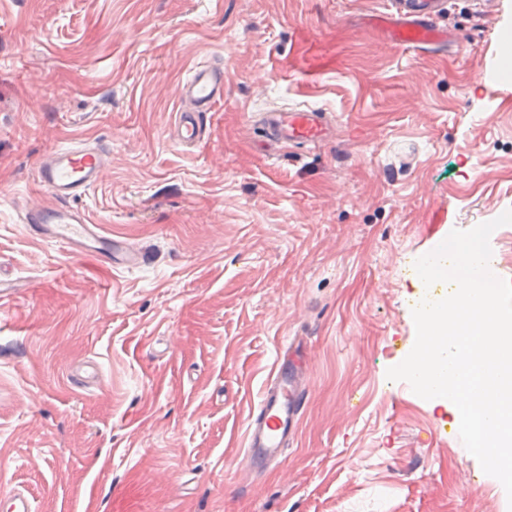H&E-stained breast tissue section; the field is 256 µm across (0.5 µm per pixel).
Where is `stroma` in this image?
<instances>
[{"instance_id": "35a3bbf8", "label": "stroma", "mask_w": 512, "mask_h": 512, "mask_svg": "<svg viewBox=\"0 0 512 512\" xmlns=\"http://www.w3.org/2000/svg\"><path fill=\"white\" fill-rule=\"evenodd\" d=\"M377 0H0V480L33 512H512L443 406L387 377L415 343V262L512 209V0H455L444 52L388 46ZM224 66L207 136L177 87ZM312 105L336 142L274 163L247 118ZM112 162L79 205L133 269L33 240L35 168L83 138ZM311 392L242 479L279 347ZM97 379L76 388L72 367Z\"/></svg>"}]
</instances>
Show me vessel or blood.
<instances>
[{"label": "vessel or blood", "mask_w": 512, "mask_h": 512, "mask_svg": "<svg viewBox=\"0 0 512 512\" xmlns=\"http://www.w3.org/2000/svg\"><path fill=\"white\" fill-rule=\"evenodd\" d=\"M448 0H383L372 18L388 43L408 49L443 48L450 40L444 23ZM180 111L174 136L184 146L201 142L208 112L224 99V69L200 64L181 84ZM258 148L268 155L283 149L308 148L331 141L336 121L306 105L263 113L249 123ZM110 156L100 144L86 140L50 150L41 157L36 179L53 199L49 206L25 208L23 220L36 239L53 242L74 254L91 255L111 268L131 269L141 254L126 240L103 234L77 201L100 183ZM301 345H282L261 398L250 411L245 450L239 469L249 476L278 461L293 440L304 410L309 382L300 362ZM0 512H32L28 495L17 488L0 491Z\"/></svg>", "instance_id": "obj_1"}]
</instances>
